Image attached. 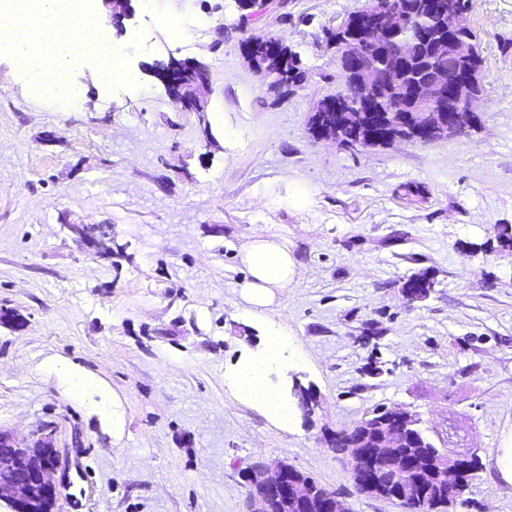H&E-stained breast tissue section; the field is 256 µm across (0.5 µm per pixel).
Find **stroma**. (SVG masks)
Instances as JSON below:
<instances>
[{"label": "stroma", "mask_w": 512, "mask_h": 512, "mask_svg": "<svg viewBox=\"0 0 512 512\" xmlns=\"http://www.w3.org/2000/svg\"><path fill=\"white\" fill-rule=\"evenodd\" d=\"M367 0H274L253 29L297 52L302 83L275 89L241 52L236 0H132L113 51L132 79L46 103L0 55V432L53 428V512H246L244 471L284 461L350 512H403L363 492L336 433L401 408L437 447L477 453L448 512H512V249L468 256L512 225V0H472L484 94L475 128L436 142L342 148L309 115L341 86L324 29ZM185 28L172 39L165 25ZM210 72L204 109L171 100L168 56ZM103 224L112 254L71 230ZM259 233L298 264L272 321L288 375L313 396L284 429L236 400L224 368L265 328L237 311L241 248ZM435 286L412 300V275ZM99 384L73 398L47 362Z\"/></svg>", "instance_id": "35a3bbf8"}]
</instances>
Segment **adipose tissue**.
<instances>
[{"label": "adipose tissue", "instance_id": "obj_1", "mask_svg": "<svg viewBox=\"0 0 512 512\" xmlns=\"http://www.w3.org/2000/svg\"><path fill=\"white\" fill-rule=\"evenodd\" d=\"M0 28L10 32L7 49L19 58L52 103L75 104L79 92L69 77L72 65L86 60V47L107 28L93 11L70 16L66 0H38L36 25L19 21L12 13L0 14ZM246 276L240 283L245 314L258 320L264 308L296 277V260L287 246L271 235H257L240 253ZM288 334L270 326L258 350L246 351L229 371L228 379L237 396L251 402L282 425L291 424L294 412L288 400L272 385L270 376L288 357Z\"/></svg>", "mask_w": 512, "mask_h": 512}]
</instances>
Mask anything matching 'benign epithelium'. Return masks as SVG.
I'll use <instances>...</instances> for the list:
<instances>
[{
  "label": "benign epithelium",
  "mask_w": 512,
  "mask_h": 512,
  "mask_svg": "<svg viewBox=\"0 0 512 512\" xmlns=\"http://www.w3.org/2000/svg\"><path fill=\"white\" fill-rule=\"evenodd\" d=\"M380 6L369 13L348 16L328 31L329 41L336 48L337 62L343 84L365 86L370 92L353 96L342 92L320 100L314 113L342 112L353 109L362 118L353 130L315 123L310 130L315 139L334 142L341 147H385L396 141L428 143L435 133L453 137L478 122L473 104L480 90L478 52L471 42L459 35L463 14L455 0H378ZM427 9L441 21L440 32L430 36L434 51H451L465 66L414 83L410 89L411 105L394 102L384 111L378 105L375 92L382 88L383 75L401 70L404 57L392 43L394 29L419 11ZM267 44L269 55L277 69L265 72L276 88L289 86L286 81L292 52L283 42L269 43V35L253 33L242 44L244 58L251 64L253 47ZM166 92L174 100L196 112L203 111L200 95L209 85V70L199 61L169 56L168 62L157 67ZM92 254H101L108 239L98 224H72ZM416 422L407 412L379 409L364 419L359 427L366 431L358 439L354 430L344 431L336 438L347 440L348 465L354 483L363 491L399 504L413 483L423 481L421 472L411 466L412 452L404 450L408 430ZM0 447L21 450L16 457L0 456V502L10 506V512H36L40 502L54 503L59 489L53 474L59 463L52 434L43 432L31 442L20 446L0 432ZM477 455L448 454L443 471L448 484L462 485L471 480ZM250 512H349L340 497L331 492L318 496L305 478L285 462L273 469L260 468V481L248 493Z\"/></svg>",
  "instance_id": "7a95c632"
}]
</instances>
